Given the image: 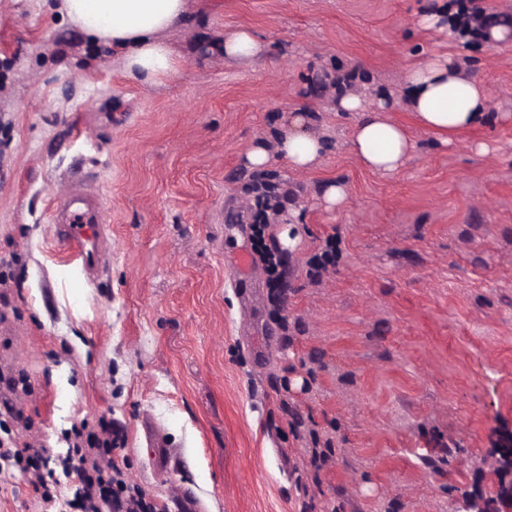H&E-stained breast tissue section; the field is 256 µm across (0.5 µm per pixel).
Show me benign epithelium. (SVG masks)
I'll use <instances>...</instances> for the list:
<instances>
[{
	"label": "benign epithelium",
	"instance_id": "obj_1",
	"mask_svg": "<svg viewBox=\"0 0 512 512\" xmlns=\"http://www.w3.org/2000/svg\"><path fill=\"white\" fill-rule=\"evenodd\" d=\"M493 468L501 475L493 494L468 492L457 501L455 512H512V433L497 436L491 456Z\"/></svg>",
	"mask_w": 512,
	"mask_h": 512
}]
</instances>
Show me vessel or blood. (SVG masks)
Segmentation results:
<instances>
[{
	"label": "vessel or blood",
	"mask_w": 512,
	"mask_h": 512,
	"mask_svg": "<svg viewBox=\"0 0 512 512\" xmlns=\"http://www.w3.org/2000/svg\"><path fill=\"white\" fill-rule=\"evenodd\" d=\"M101 232L98 211L82 194H74L59 208L56 235L73 257L86 262L95 256Z\"/></svg>",
	"instance_id": "1"
}]
</instances>
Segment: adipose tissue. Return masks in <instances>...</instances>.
<instances>
[{
	"instance_id": "adipose-tissue-1",
	"label": "adipose tissue",
	"mask_w": 512,
	"mask_h": 512,
	"mask_svg": "<svg viewBox=\"0 0 512 512\" xmlns=\"http://www.w3.org/2000/svg\"><path fill=\"white\" fill-rule=\"evenodd\" d=\"M54 9L87 36L121 52L127 78L156 84L179 70L167 37L191 18L194 5L192 0H56ZM404 81L413 119L409 126L388 118V98L369 102L347 90L336 94L338 110L360 115L350 139L353 153L365 168L383 177L401 171L415 152L410 127L450 145L486 118L485 86L464 74L448 54H428L406 69ZM311 125L307 111L293 113L272 143L262 142L247 151L246 167L265 169L276 154L295 171L314 170L325 145Z\"/></svg>"
}]
</instances>
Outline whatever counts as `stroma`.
Here are the masks:
<instances>
[{
  "instance_id": "1",
  "label": "stroma",
  "mask_w": 512,
  "mask_h": 512,
  "mask_svg": "<svg viewBox=\"0 0 512 512\" xmlns=\"http://www.w3.org/2000/svg\"><path fill=\"white\" fill-rule=\"evenodd\" d=\"M208 2L171 35L178 75L141 85L44 0H0V370L28 385L0 394V442L66 457L108 427L113 465L166 512L183 488L208 512H454L493 493L512 430V36L415 31L433 0ZM236 28L266 55L225 59ZM432 52L486 85L491 119L451 147L414 131L405 168L374 174L334 80L390 93L408 125L402 76ZM301 107L328 148L310 172L270 167L275 295L236 264L255 237L241 158ZM77 168L106 228L91 269L53 236ZM330 180L345 207L319 204ZM43 483L72 512L74 477L8 463L0 512H42Z\"/></svg>"
}]
</instances>
